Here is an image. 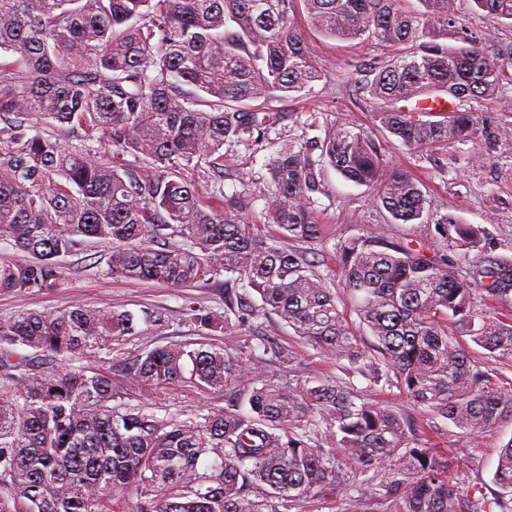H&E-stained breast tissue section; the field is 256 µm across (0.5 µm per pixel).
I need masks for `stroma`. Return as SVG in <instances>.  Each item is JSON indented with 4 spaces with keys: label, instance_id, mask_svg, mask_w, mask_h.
Returning <instances> with one entry per match:
<instances>
[{
    "label": "stroma",
    "instance_id": "35a3bbf8",
    "mask_svg": "<svg viewBox=\"0 0 512 512\" xmlns=\"http://www.w3.org/2000/svg\"><path fill=\"white\" fill-rule=\"evenodd\" d=\"M295 22L313 53L333 75L372 55L368 46L322 36L310 28L304 13H297ZM274 109L277 122L267 130L262 144L247 140L225 144V194L257 192L267 175L265 164L281 143L319 138L330 125L347 123L371 136L391 165L409 170L435 209L447 213L453 223L483 229L486 250L512 257V135L499 141L490 161L483 164L474 160L480 150L475 143L412 153L381 129L372 104L359 100L335 77L319 83L312 93L301 98L275 102ZM317 175L319 190L314 195L315 208L326 232L325 241L317 245L312 255L319 273L328 275L336 269L333 248L340 239L368 236L381 229L392 238L425 245L433 259L457 261L458 251L444 245L434 225L393 223L367 187L345 181L327 166L318 169ZM108 251V245L97 243L91 253L64 259V279L58 288L25 295L0 293V320L73 306L160 310L165 313L167 324L156 341L164 344L203 339L185 313L187 303L223 312V282L180 289L154 281L114 278L105 273ZM263 331L283 347L295 348L301 356L300 362L290 366L272 365L268 374L271 381L281 382L300 375L345 377L348 361L317 354L277 317L265 319ZM203 340L216 348L233 347L243 359L250 361L259 353L256 339L247 331L230 336L220 333ZM162 401L168 410L184 415L204 414L225 405L223 392L190 386L165 389ZM511 439L512 425L507 423L485 432L474 445L457 439L451 431L431 436L430 442L438 448L458 449L467 457V469L452 476L459 490L464 491L476 483H491L498 450Z\"/></svg>",
    "mask_w": 512,
    "mask_h": 512
}]
</instances>
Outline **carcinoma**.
I'll return each instance as SVG.
<instances>
[{
    "label": "carcinoma",
    "instance_id": "1",
    "mask_svg": "<svg viewBox=\"0 0 512 512\" xmlns=\"http://www.w3.org/2000/svg\"><path fill=\"white\" fill-rule=\"evenodd\" d=\"M0 0V291L37 293L63 281L62 262L111 245L107 274L195 288L224 275L246 293L224 314L188 308L202 336L240 333L275 316L313 350L409 397L432 430L468 439L512 422V387L482 368L474 343L512 362V320L479 298L512 302V261L484 251L483 232L448 225L417 179L388 165L347 124L290 141L266 164L254 197L226 198L224 144L262 143L275 100L329 78L294 24L304 9L323 35L383 51L344 71L376 104L381 128L412 153L480 141L490 159L512 100V0ZM490 20L486 36L457 29L464 3ZM454 34L462 42L440 39ZM451 99L442 120L426 103ZM320 151L319 160L312 158ZM130 156L132 160L117 163ZM365 186L403 224L454 231L468 271L375 232L334 245L343 292L306 246L323 240L311 193L316 162ZM214 184L201 198L186 178ZM479 255L467 259L470 251ZM254 292L260 304L248 302ZM165 327L160 311L74 306L0 321V512H305L344 500L389 512H512V438L493 486L462 493L455 448H429L421 423L374 404L352 381L267 379L266 362L231 348L172 341L145 347L117 372L112 351ZM190 383L232 408L181 418L159 402L129 403Z\"/></svg>",
    "mask_w": 512,
    "mask_h": 512
}]
</instances>
